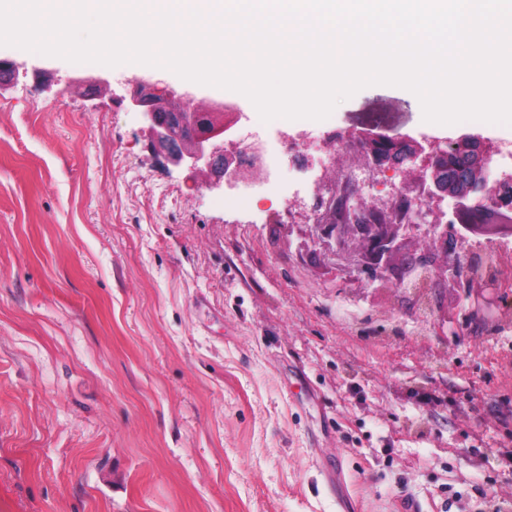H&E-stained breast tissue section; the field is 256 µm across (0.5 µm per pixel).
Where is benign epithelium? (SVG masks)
<instances>
[{"mask_svg":"<svg viewBox=\"0 0 512 512\" xmlns=\"http://www.w3.org/2000/svg\"><path fill=\"white\" fill-rule=\"evenodd\" d=\"M128 85V107L142 116L151 145L170 164L191 172L204 190L222 192L226 185L247 180L249 168L257 167L260 143L252 141L253 161L247 168L238 160V147L245 138L228 135L241 113L224 112L222 103H211L203 111L189 93L143 78L136 77ZM354 145L378 175L405 159L418 164L426 201L439 205L452 200L454 219L446 224H411L342 187L329 201L327 218L315 215L313 236L337 252L357 253L363 268L380 284L385 282L384 270L390 259L401 252L406 240L416 237L428 245L425 253L414 258V270L422 276L446 279L457 288L474 282L496 286V267L487 265L488 257L458 249L461 230L496 233L501 226L481 220L495 213L512 214V179L493 186L488 181L494 150L487 141L473 133L444 141H419L409 135L364 130L335 133L325 142L332 155Z\"/></svg>","mask_w":512,"mask_h":512,"instance_id":"benign-epithelium-1","label":"benign epithelium"}]
</instances>
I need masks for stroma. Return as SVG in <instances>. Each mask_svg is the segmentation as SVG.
Returning <instances> with one entry per match:
<instances>
[{"label": "stroma", "instance_id": "stroma-1", "mask_svg": "<svg viewBox=\"0 0 512 512\" xmlns=\"http://www.w3.org/2000/svg\"><path fill=\"white\" fill-rule=\"evenodd\" d=\"M0 512H512V295L387 289L309 234L367 173L328 134L503 144L373 85L310 122L316 178L226 204L155 152L124 99L148 70L0 46ZM447 326H440V317Z\"/></svg>", "mask_w": 512, "mask_h": 512}]
</instances>
